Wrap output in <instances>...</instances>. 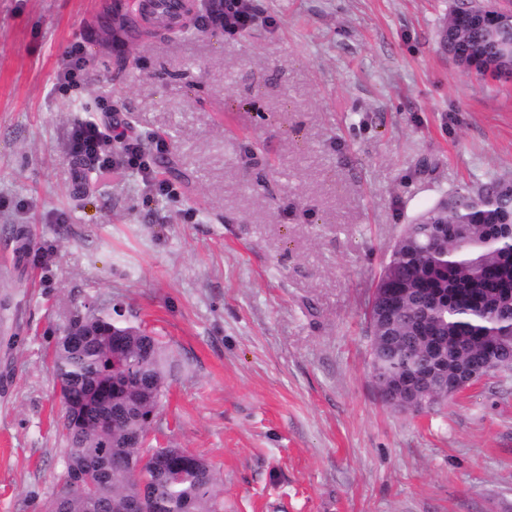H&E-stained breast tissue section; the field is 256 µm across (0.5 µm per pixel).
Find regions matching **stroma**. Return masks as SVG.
<instances>
[{
    "mask_svg": "<svg viewBox=\"0 0 512 512\" xmlns=\"http://www.w3.org/2000/svg\"><path fill=\"white\" fill-rule=\"evenodd\" d=\"M129 2L0 0V512H43L63 469L50 353L84 303L162 337L157 427L222 475L224 512H512V376L394 409L364 316L405 224L512 179V80L439 44L458 0H253L230 37ZM105 103L165 139L176 197L71 153ZM87 59L79 47H73L67 56V62L60 73V89L65 93L78 90L82 87L85 77Z\"/></svg>",
    "mask_w": 512,
    "mask_h": 512,
    "instance_id": "1",
    "label": "stroma"
}]
</instances>
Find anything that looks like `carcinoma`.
I'll list each match as a JSON object with an SVG mask.
<instances>
[{"instance_id":"obj_1","label":"carcinoma","mask_w":512,"mask_h":512,"mask_svg":"<svg viewBox=\"0 0 512 512\" xmlns=\"http://www.w3.org/2000/svg\"><path fill=\"white\" fill-rule=\"evenodd\" d=\"M466 72L512 77V14L464 3L439 32ZM392 289L385 315L380 289ZM371 335L388 336L372 362L379 388L429 378L426 409L448 404V382L499 366L512 372V181L486 176L446 193L405 226L366 312ZM83 333L77 344L65 332ZM51 370L62 393L66 461L45 508L114 512L144 496L146 512H223L211 463L173 443L145 448L173 371L156 334L122 310L87 308L60 329ZM99 465L89 470L88 462Z\"/></svg>"}]
</instances>
